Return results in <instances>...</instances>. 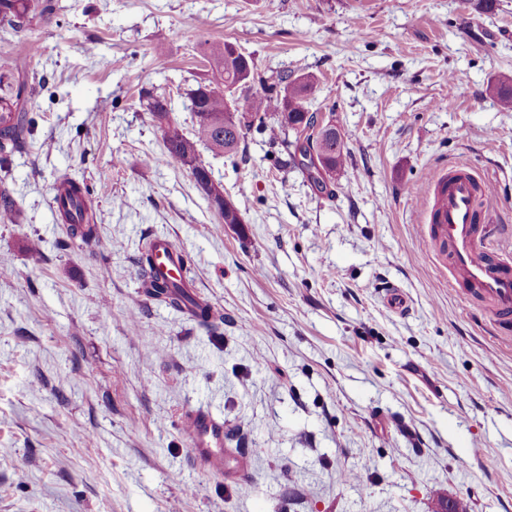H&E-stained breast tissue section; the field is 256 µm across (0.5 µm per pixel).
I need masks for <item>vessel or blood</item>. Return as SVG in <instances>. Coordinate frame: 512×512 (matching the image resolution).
Returning a JSON list of instances; mask_svg holds the SVG:
<instances>
[{
  "instance_id": "obj_1",
  "label": "vessel or blood",
  "mask_w": 512,
  "mask_h": 512,
  "mask_svg": "<svg viewBox=\"0 0 512 512\" xmlns=\"http://www.w3.org/2000/svg\"><path fill=\"white\" fill-rule=\"evenodd\" d=\"M429 222L436 240L446 249L448 268L456 284L473 288L491 307L497 325H512V256L489 229L490 188L461 166L442 170L434 184ZM161 271L170 280H184L182 264L165 240L155 242ZM198 461L223 473L224 427L202 410L188 412L183 421Z\"/></svg>"
}]
</instances>
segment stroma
<instances>
[{"mask_svg": "<svg viewBox=\"0 0 512 512\" xmlns=\"http://www.w3.org/2000/svg\"><path fill=\"white\" fill-rule=\"evenodd\" d=\"M0 37L34 123L9 155L0 222V512H512V340L424 248L426 189L470 164L512 249V0H53ZM259 77L308 76L347 152L317 190L267 132L198 154L238 224L162 158L142 102L186 135L204 41ZM99 244L70 238L63 175ZM164 238L189 309L146 295ZM398 287L406 313L381 295ZM224 423L228 463L192 455L185 412ZM245 458L238 481L236 458ZM88 195V188L75 178L64 177L57 182L56 201L61 221L69 224L71 238L84 243L98 240L96 214Z\"/></svg>", "mask_w": 512, "mask_h": 512, "instance_id": "obj_1", "label": "stroma"}]
</instances>
